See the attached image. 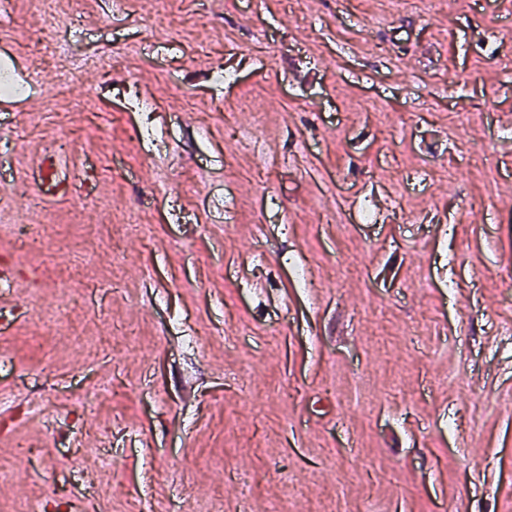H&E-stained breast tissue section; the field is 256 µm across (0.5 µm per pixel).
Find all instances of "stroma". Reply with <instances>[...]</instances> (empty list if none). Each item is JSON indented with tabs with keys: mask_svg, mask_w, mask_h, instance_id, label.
<instances>
[{
	"mask_svg": "<svg viewBox=\"0 0 512 512\" xmlns=\"http://www.w3.org/2000/svg\"><path fill=\"white\" fill-rule=\"evenodd\" d=\"M9 2L0 60L33 87L0 183L54 226L39 255L0 235V512H512V0H53L51 49ZM65 67L102 95L46 102ZM66 115L106 212L31 204ZM107 222L144 230L87 258L69 323L106 343L77 349L28 303Z\"/></svg>",
	"mask_w": 512,
	"mask_h": 512,
	"instance_id": "35a3bbf8",
	"label": "stroma"
}]
</instances>
